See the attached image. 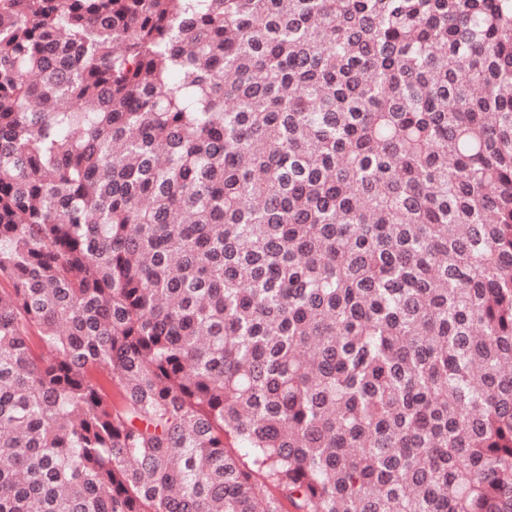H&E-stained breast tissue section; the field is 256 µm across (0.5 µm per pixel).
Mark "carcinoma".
I'll list each match as a JSON object with an SVG mask.
<instances>
[{"label": "carcinoma", "instance_id": "1", "mask_svg": "<svg viewBox=\"0 0 512 512\" xmlns=\"http://www.w3.org/2000/svg\"><path fill=\"white\" fill-rule=\"evenodd\" d=\"M285 500L512 512V0H0V512Z\"/></svg>", "mask_w": 512, "mask_h": 512}]
</instances>
